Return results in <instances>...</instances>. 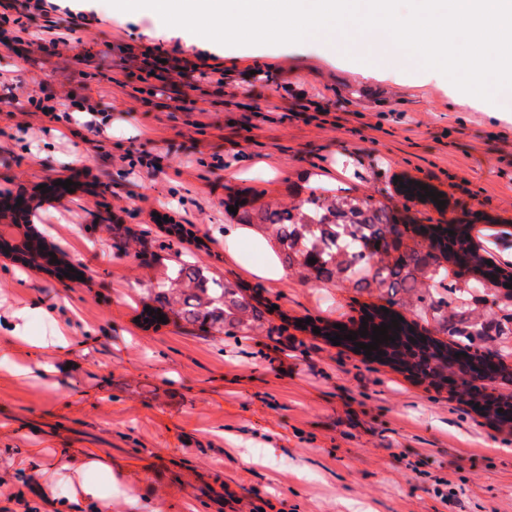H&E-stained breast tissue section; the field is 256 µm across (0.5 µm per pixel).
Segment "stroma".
<instances>
[{
    "mask_svg": "<svg viewBox=\"0 0 512 512\" xmlns=\"http://www.w3.org/2000/svg\"><path fill=\"white\" fill-rule=\"evenodd\" d=\"M48 2L51 19L85 17L67 44L45 52L16 28L0 36V191L32 200L27 223H0V235L14 243L34 226L84 277L0 255V306L26 307L25 331L50 343L56 369L43 381L0 372V460L106 454L112 512H512V425L298 327L356 324L386 293L293 270L260 277L262 233L235 254L224 246L237 229L228 199L290 205L324 186L435 224L471 220L494 260L511 263L512 91L484 112L452 103L399 54L370 76L361 52L320 41L229 46L107 0ZM156 49L186 67L185 102L168 78L143 77ZM45 94L63 119L29 105ZM67 179L70 192L39 191ZM415 182L444 208L398 189ZM165 216L194 241L161 229ZM115 223L146 255L113 248ZM191 256L270 304L278 334L142 324L157 284ZM444 294L418 288L394 310L446 343L447 324L421 304ZM56 305L73 311L63 342L41 312Z\"/></svg>",
    "mask_w": 512,
    "mask_h": 512,
    "instance_id": "35a3bbf8",
    "label": "stroma"
}]
</instances>
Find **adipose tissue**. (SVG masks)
<instances>
[{
  "instance_id": "obj_1",
  "label": "adipose tissue",
  "mask_w": 512,
  "mask_h": 512,
  "mask_svg": "<svg viewBox=\"0 0 512 512\" xmlns=\"http://www.w3.org/2000/svg\"><path fill=\"white\" fill-rule=\"evenodd\" d=\"M12 466L25 476L22 506L36 498L50 512H111L112 465L104 455L64 449L52 463L36 467L30 454L23 453L14 456Z\"/></svg>"
}]
</instances>
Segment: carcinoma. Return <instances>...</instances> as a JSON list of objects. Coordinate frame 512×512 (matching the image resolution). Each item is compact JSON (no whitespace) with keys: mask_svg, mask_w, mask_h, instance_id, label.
I'll use <instances>...</instances> for the list:
<instances>
[{"mask_svg":"<svg viewBox=\"0 0 512 512\" xmlns=\"http://www.w3.org/2000/svg\"><path fill=\"white\" fill-rule=\"evenodd\" d=\"M228 205L238 209L237 223L272 231L283 266L304 268L319 283H343L354 277L358 288L386 289L390 304L399 290L417 288L421 279L433 281L462 301L473 288H492L512 296V289L505 287L512 281V271L486 264L480 247L469 238L471 224L423 225L415 217L395 214L369 199L340 196L329 188L290 206L266 204L255 208L239 199L229 201ZM416 237L427 241V250L401 251L404 240ZM379 249L386 256L393 252L398 256L387 263L381 259L372 269L370 262ZM310 258L316 262H308ZM17 262L44 270L52 260L42 249L29 247ZM155 300L163 308L179 305L174 315L204 332H247L264 319V311L246 301L236 287L208 276L202 266L191 260L177 265L173 275L159 286ZM494 322L493 311L481 322L459 319L449 335L464 338L467 344L462 346L424 338L416 323L403 320L399 327L387 330V335H397L399 339L378 344V350L385 361L439 382L449 381L446 371L454 364L467 367L471 358L486 366L491 379L509 382L512 369L503 362L492 361L490 354L469 353L472 338L486 335ZM459 353L467 354V359L461 360L457 357ZM459 395L479 404L500 423L512 421L498 412L497 398L491 400L468 389Z\"/></svg>","mask_w":512,"mask_h":512,"instance_id":"1","label":"carcinoma"}]
</instances>
